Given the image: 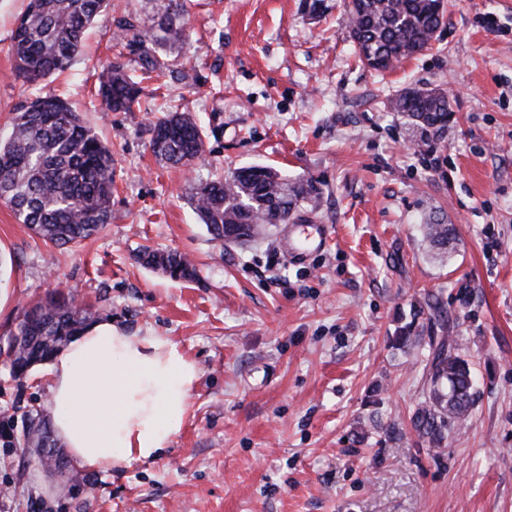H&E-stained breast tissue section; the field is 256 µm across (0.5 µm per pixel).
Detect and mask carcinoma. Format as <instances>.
Listing matches in <instances>:
<instances>
[{"label": "carcinoma", "mask_w": 512, "mask_h": 512, "mask_svg": "<svg viewBox=\"0 0 512 512\" xmlns=\"http://www.w3.org/2000/svg\"><path fill=\"white\" fill-rule=\"evenodd\" d=\"M172 3L160 2L150 28L126 14L118 20L122 40L132 58L102 69L100 93L109 110L132 112L143 92L141 81L164 74L178 62L157 54L163 45L185 40ZM113 0H28L12 34L15 74L26 83L42 82L65 69L77 54L82 36ZM358 23L350 37L362 64L387 70L392 64L428 49L442 26L444 0H352ZM390 109L405 119L426 144L442 136L451 114L448 96L427 86H412L390 101ZM11 134L0 141V204L20 223L56 247H77L112 221L115 169L112 152L64 100L46 93L22 102L11 118ZM154 155L167 164L186 168L203 152V132L185 112L170 111L149 128ZM315 187L292 181L269 166L242 167L221 180L201 181L191 202L212 239L224 243V225L289 224L301 219L300 207ZM434 247L448 249L451 224L425 225ZM137 258L172 279L190 280L196 269L177 251L146 248ZM90 313L63 291L47 295L25 314L19 327L23 343L11 353L16 375L48 361L87 326ZM395 344L416 343L428 350L429 404L419 409L413 426L432 448H440L448 432L461 426L477 399L469 363L456 354L447 336H422L415 321L400 327ZM38 425L18 443L24 448H47L49 466L64 462L54 450L47 414L37 411Z\"/></svg>", "instance_id": "carcinoma-1"}]
</instances>
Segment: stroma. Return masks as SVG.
<instances>
[{
	"label": "stroma",
	"mask_w": 512,
	"mask_h": 512,
	"mask_svg": "<svg viewBox=\"0 0 512 512\" xmlns=\"http://www.w3.org/2000/svg\"><path fill=\"white\" fill-rule=\"evenodd\" d=\"M115 2L70 68L36 86L11 52L27 0H0V139L20 101L51 91L116 167L112 222L75 251L0 205V512H512V0H447L431 48L385 72L357 62L342 0L316 15L306 0H184L187 39L160 54L186 79L145 81L135 111L110 112L97 90L124 50L116 21L156 15L154 0ZM414 84L444 90L453 110L429 147L388 108ZM170 106L205 131L189 169L149 148ZM251 164L315 181L304 211L329 226L324 250L288 261L281 225L242 246L212 241L191 186ZM430 218L455 227L447 260ZM146 246L185 254L196 279L145 267ZM55 290L128 334L168 337L200 370L157 461L87 473L68 492L15 442L28 411L52 406L45 367L18 378L7 356ZM434 300L478 391L439 449L412 426L427 352L392 345Z\"/></svg>",
	"instance_id": "stroma-1"
}]
</instances>
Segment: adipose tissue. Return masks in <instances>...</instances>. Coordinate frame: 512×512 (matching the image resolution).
Here are the masks:
<instances>
[{"label":"adipose tissue","mask_w":512,"mask_h":512,"mask_svg":"<svg viewBox=\"0 0 512 512\" xmlns=\"http://www.w3.org/2000/svg\"><path fill=\"white\" fill-rule=\"evenodd\" d=\"M55 436L74 467L153 462L182 430L199 368L163 336L101 320L48 364Z\"/></svg>","instance_id":"obj_1"}]
</instances>
